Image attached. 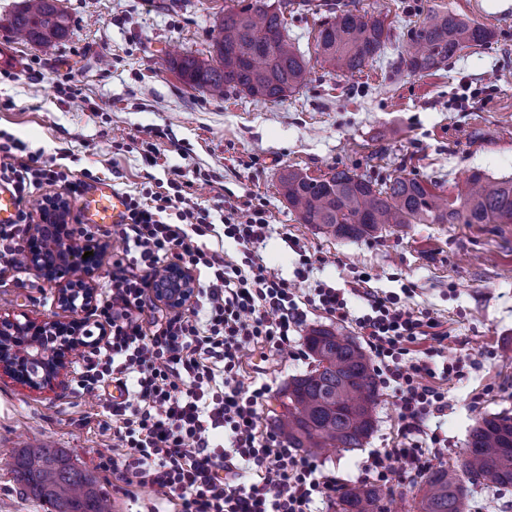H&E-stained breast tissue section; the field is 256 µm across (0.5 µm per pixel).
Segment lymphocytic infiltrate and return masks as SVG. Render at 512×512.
Segmentation results:
<instances>
[{
	"instance_id": "1",
	"label": "lymphocytic infiltrate",
	"mask_w": 512,
	"mask_h": 512,
	"mask_svg": "<svg viewBox=\"0 0 512 512\" xmlns=\"http://www.w3.org/2000/svg\"><path fill=\"white\" fill-rule=\"evenodd\" d=\"M0 181L19 200L44 188L77 198L86 185L56 157L30 151L20 140L0 141ZM194 183L182 173L146 198L126 199L124 223L112 237L122 247L97 317L104 344L93 347L78 374V387L93 394L112 418L108 457L113 479L150 487L167 496L176 512H312L316 500L333 498L342 485L317 464L294 453L262 428L258 408L267 382H250L254 355L290 348L308 310L347 319L346 293L362 297L369 311L355 325L373 358V369L397 398L402 470L374 453L362 481L388 483L421 475L429 466L431 436L422 444L429 416L444 413L448 399L436 379L460 377L457 365L435 369L410 358V347L429 336L435 321L398 295L379 296L370 278L355 276L351 290L317 284L299 306L287 280L271 273L257 249L269 224L262 205L226 207L221 217L195 201ZM221 220L241 258L204 249L198 238ZM206 268L188 312L161 313L151 296L158 271L173 264ZM118 395L107 393V386ZM223 432L228 447L214 445Z\"/></svg>"
}]
</instances>
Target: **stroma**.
<instances>
[{
	"instance_id": "1",
	"label": "stroma",
	"mask_w": 512,
	"mask_h": 512,
	"mask_svg": "<svg viewBox=\"0 0 512 512\" xmlns=\"http://www.w3.org/2000/svg\"><path fill=\"white\" fill-rule=\"evenodd\" d=\"M486 0H361L371 14L394 23L391 48L407 49V27L431 13H456L494 28L492 45L461 52L452 68L385 82L380 66L351 77L325 76L313 66L306 87L280 102H256L242 94L214 99L182 84L167 60L172 49L207 58L215 14L226 0H60L71 19L68 38L49 47L16 42L19 71L0 69V131L30 150L63 157L74 173L91 171L126 195H142L155 180L177 169L194 183L200 201L213 209L225 202L263 203L269 222L261 250L266 266L290 280L297 293L323 282L347 287L358 273L372 288L410 293L415 308L447 331L416 349H445L461 366L462 379L447 383L448 408L426 424L443 439L435 463L464 456L476 419L512 414V224H409L374 236L336 239L304 224L280 194L289 168L318 177L348 168L375 178L413 173L454 188L471 172L512 177V16L495 17L500 2ZM71 71L82 88L68 97L55 84ZM477 95L458 107L465 92ZM160 149L146 167L142 142ZM317 256L307 281L295 280L298 252ZM0 312L61 318L56 287L32 268L0 269ZM351 339V322L309 313L291 347L294 359L254 357L271 392L259 408L264 429L280 414L289 382L313 366L304 345L315 328ZM74 374L57 389L36 395L0 380V512H54L16 479L13 463L25 448L48 446L90 472L111 501L112 512H165L151 488H126L100 471V455L112 445V429L98 399L78 391ZM374 429L362 447L316 456L324 472L356 485L369 454L398 447L397 399L380 388Z\"/></svg>"
}]
</instances>
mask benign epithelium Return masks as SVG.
I'll list each match as a JSON object with an SVG mask.
<instances>
[{"instance_id":"7a95c632","label":"benign epithelium","mask_w":512,"mask_h":512,"mask_svg":"<svg viewBox=\"0 0 512 512\" xmlns=\"http://www.w3.org/2000/svg\"><path fill=\"white\" fill-rule=\"evenodd\" d=\"M69 202L64 197L43 205L39 222L32 226L23 246L26 264L47 282L57 286V300L71 320H20L0 313V376H6L35 392L52 389L67 372L69 356L88 344L90 333L83 330L79 315L96 300L92 280L99 266L103 244L72 239L68 224ZM93 252L83 258L87 252ZM195 278L181 265L168 269L156 281L154 295L165 305H180L194 293ZM36 336L40 344L22 351L14 342Z\"/></svg>"}]
</instances>
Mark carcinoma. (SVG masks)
<instances>
[{
	"mask_svg": "<svg viewBox=\"0 0 512 512\" xmlns=\"http://www.w3.org/2000/svg\"><path fill=\"white\" fill-rule=\"evenodd\" d=\"M323 12L316 59L328 74L353 76L385 55L392 27L371 16L359 0H238L216 13L210 58L173 56L170 68L190 88L212 97L243 93L275 101L307 85L309 59L288 35L290 6ZM11 33L37 46L65 39L70 18L58 0H22L8 18ZM487 26L454 14L430 15L408 31L409 47L388 62L386 79L448 68L465 48L492 43ZM280 194L303 224H316L331 236L357 239L390 224H512V178L469 176L455 196L444 186L416 175L386 180L344 168L325 178L299 169L281 174ZM315 365L288 385V409L275 422L290 448L320 452L353 449L370 434L378 405L372 359L354 341L317 328L305 337ZM18 480L55 512H111L94 478L53 448H27L16 456ZM512 489V416L494 414L470 429L467 449L454 466L428 469L418 484L420 512H466L467 484ZM373 485L348 488L338 512H385Z\"/></svg>",
	"mask_w": 512,
	"mask_h": 512,
	"instance_id": "carcinoma-1",
	"label": "carcinoma"
}]
</instances>
